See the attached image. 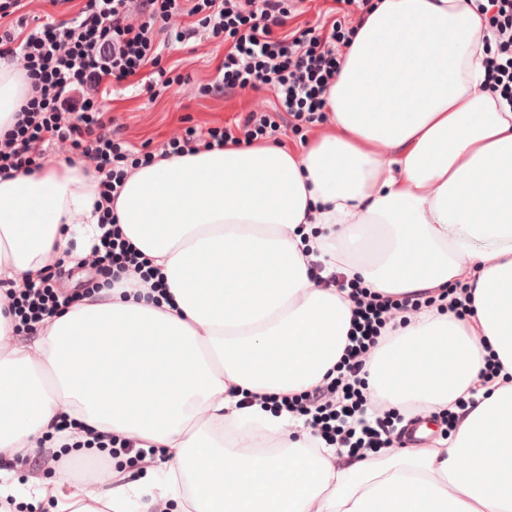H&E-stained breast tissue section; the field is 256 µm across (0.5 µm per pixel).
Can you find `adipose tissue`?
<instances>
[{
    "instance_id": "ef3b65f1",
    "label": "adipose tissue",
    "mask_w": 512,
    "mask_h": 512,
    "mask_svg": "<svg viewBox=\"0 0 512 512\" xmlns=\"http://www.w3.org/2000/svg\"><path fill=\"white\" fill-rule=\"evenodd\" d=\"M483 27L464 0H375L329 91L331 135L134 170L114 212L173 303L107 288L23 341L0 300V461L34 453L67 414L165 449L152 507L512 512V382L490 384L448 438L352 460L237 396L296 395L339 362L351 303L311 279L315 261L396 298L475 288L472 315L423 309L372 351L374 399L429 418L478 384L487 353L512 375V111L482 87ZM28 88L0 62V135ZM98 198L79 162L0 174V285L82 260ZM33 492L52 512H129L142 490L61 476Z\"/></svg>"
}]
</instances>
